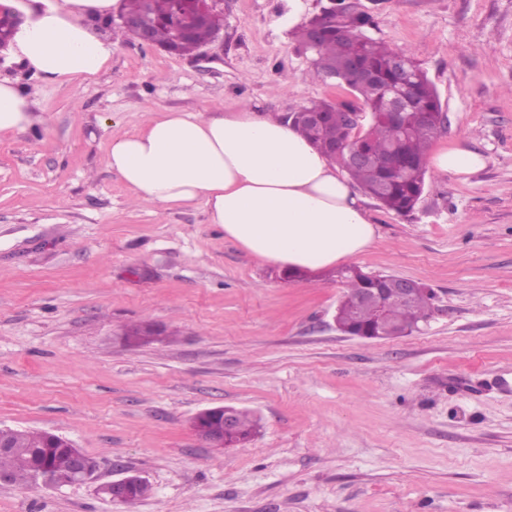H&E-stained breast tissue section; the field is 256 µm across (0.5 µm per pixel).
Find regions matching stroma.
Listing matches in <instances>:
<instances>
[{"label":"stroma","mask_w":512,"mask_h":512,"mask_svg":"<svg viewBox=\"0 0 512 512\" xmlns=\"http://www.w3.org/2000/svg\"><path fill=\"white\" fill-rule=\"evenodd\" d=\"M334 2L224 0L222 43L190 56L113 15L91 80L0 60L42 118L0 134V426L62 435L104 480L150 484L132 510L86 485H3L0 512H512V0H345L434 84L433 149L487 159L428 171L406 215L366 201L378 236L353 263L432 289L421 331L342 335L335 268L288 277L203 205L133 200L107 165L112 136L165 112L354 101L295 35ZM145 322L156 339L126 343ZM222 405L260 415L259 433L204 447L190 423ZM486 160L477 151L465 148H448L434 153L431 166L440 174L469 175L485 166Z\"/></svg>","instance_id":"35a3bbf8"}]
</instances>
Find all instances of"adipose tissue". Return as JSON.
<instances>
[{
  "mask_svg": "<svg viewBox=\"0 0 512 512\" xmlns=\"http://www.w3.org/2000/svg\"><path fill=\"white\" fill-rule=\"evenodd\" d=\"M119 0H13L24 16L9 52L46 80L93 77L112 59L111 36L91 21ZM40 118L24 92L0 79V133L33 129ZM477 151L434 153L433 169L469 175ZM107 164L134 198L163 208L204 204L209 223L249 254L292 271H316L362 254L377 228L353 182L279 114L243 105L210 116L166 112L114 137Z\"/></svg>",
  "mask_w": 512,
  "mask_h": 512,
  "instance_id": "obj_1",
  "label": "adipose tissue"
}]
</instances>
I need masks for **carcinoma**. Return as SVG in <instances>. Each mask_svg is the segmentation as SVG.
I'll use <instances>...</instances> for the list:
<instances>
[{"mask_svg":"<svg viewBox=\"0 0 512 512\" xmlns=\"http://www.w3.org/2000/svg\"><path fill=\"white\" fill-rule=\"evenodd\" d=\"M151 18L171 19L185 13L183 0H150ZM375 28L372 17L366 14H353L342 11L336 14V26L329 27L325 40L315 51L313 59L315 72L327 79L347 84L355 93L360 105L342 104L353 112H365L367 118L358 131H348L337 123L323 125L317 129L308 122L293 115L300 132L324 153H333L345 144L360 146L375 156L397 152L402 155L408 173H399L377 166H362L345 169L350 179L380 206L390 212L403 215L415 207L426 187V159L431 149L432 138L443 125L442 108L437 92L410 54H405L411 64L422 106L431 109L426 119L421 113L409 112L410 133L400 134L396 128L380 117L384 107L383 89L393 80L389 62L394 56L380 37L371 36L364 46L363 61L376 70L378 84L363 85L350 75L336 71L332 76L321 65L322 60L340 59L345 39L349 35L367 34ZM345 291L336 309V321L345 331L356 336H372L379 323V309L375 303H357L358 289L374 288L384 278L380 273H368L358 266H351L337 272ZM433 294L422 284L405 301L396 300L389 308L392 325L400 330L414 331L431 316ZM237 434L235 443H246L259 427L258 419L246 410L236 412ZM15 448L0 453V471L11 474L13 482L25 484L33 481L34 473L44 467L64 475L70 469V449L54 444L47 433L20 431L14 435Z\"/></svg>","mask_w":512,"mask_h":512,"instance_id":"obj_1","label":"carcinoma"}]
</instances>
